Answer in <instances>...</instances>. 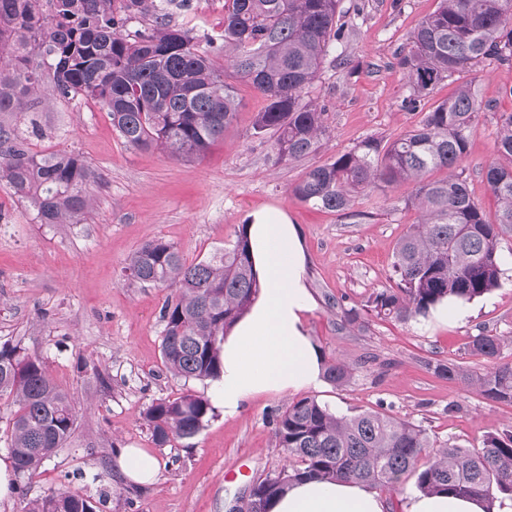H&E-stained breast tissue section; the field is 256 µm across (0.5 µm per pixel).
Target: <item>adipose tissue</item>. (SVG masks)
Listing matches in <instances>:
<instances>
[{
  "instance_id": "1",
  "label": "adipose tissue",
  "mask_w": 512,
  "mask_h": 512,
  "mask_svg": "<svg viewBox=\"0 0 512 512\" xmlns=\"http://www.w3.org/2000/svg\"><path fill=\"white\" fill-rule=\"evenodd\" d=\"M248 236L261 292L250 312L225 336L223 372L213 394L225 415H236L250 397L263 392H296L317 387L320 353L305 325L312 298L298 229L282 210L251 214ZM116 468L130 481L153 482L162 462L141 448L120 449ZM371 487L356 482L315 480L293 484L270 512H385ZM405 512H485L482 502L453 495L411 496Z\"/></svg>"
}]
</instances>
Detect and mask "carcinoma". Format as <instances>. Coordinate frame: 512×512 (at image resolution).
Masks as SVG:
<instances>
[{
  "instance_id": "obj_1",
  "label": "carcinoma",
  "mask_w": 512,
  "mask_h": 512,
  "mask_svg": "<svg viewBox=\"0 0 512 512\" xmlns=\"http://www.w3.org/2000/svg\"><path fill=\"white\" fill-rule=\"evenodd\" d=\"M172 0H0V112L21 109L45 82L64 98L80 95L106 107L112 127L134 149H156L181 159L204 155L235 121L234 87L189 31L170 25ZM340 0H224V63L266 101L254 134L273 135L282 161L315 153L330 130L324 109L309 98L332 42L342 39ZM152 14L155 25L132 34L126 24ZM487 60L512 65V0H440L410 35L398 57L415 109L444 81L454 92L423 113L418 125L386 142L361 140L333 160L308 169L293 186L302 202L324 211L350 209L360 194L394 185L413 187L418 220L398 238L392 268L396 287L369 300L379 315L407 320L448 301L470 303L501 286L499 247L512 233V113L500 116L494 139L498 161L484 180L498 201L489 214L471 195L461 164L484 104L478 73ZM440 172L442 176L433 177ZM0 180L27 202L39 224H82L93 205L94 174L77 155L28 152L15 130L0 125ZM124 275L138 283L173 288L161 310L165 368L186 381L221 375V343L260 291L247 225L220 252L195 264L179 248L155 239L127 260ZM512 336L481 333L472 354L495 359ZM434 373L460 380L484 398L512 404V363L483 372L438 363ZM342 362L323 376L340 387L351 378ZM12 398L10 454L16 471L33 476L71 437L75 411L44 362L15 347L0 348V397ZM207 399L186 391L149 405L143 420L154 443L191 439L213 416ZM275 436L288 466L256 482L252 491L270 503L292 484L355 480L396 490L410 476L426 494L477 498L491 512L496 494L512 499V431L490 433L467 449L430 438L407 419L367 409L340 416L305 397L277 415ZM26 512H96L71 491L53 492Z\"/></svg>"
}]
</instances>
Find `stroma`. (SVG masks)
<instances>
[{
  "label": "stroma",
  "instance_id": "stroma-1",
  "mask_svg": "<svg viewBox=\"0 0 512 512\" xmlns=\"http://www.w3.org/2000/svg\"><path fill=\"white\" fill-rule=\"evenodd\" d=\"M437 6L438 0H340L343 39L330 46L309 89L331 136L317 153L293 163L279 160L269 139L253 136L265 101L236 78V122L189 161L128 147L106 108L79 96L47 89L23 111L0 114V123L16 128L31 152L77 154L98 175L83 224L37 223L0 181V346L42 358L76 415L68 441L35 475L17 477L0 512H24L29 501L61 489L102 499L100 512H235L252 484L285 467L273 419L303 395L341 416L381 407L422 425L433 439L451 438L469 449L481 447L487 434L512 429V405L485 399L430 368L452 360L485 371L494 362H512L510 348L495 361L468 350L481 333L512 336V234L500 243L501 286L465 304L463 318L400 321L366 303L394 284L395 243L418 218L411 186L358 196L343 213L312 208L292 192L305 171L360 140L385 141L417 124L420 114L405 104L410 89L397 58ZM173 21L199 37L220 33L224 0H190L189 8L174 10ZM479 90L487 107L463 166L473 196L492 212L497 202L483 171L495 158L499 117L512 113V66L484 62ZM36 126L41 135L33 134ZM264 207L284 211L299 231L314 299L305 323L322 360H342L354 374L342 388L325 381L303 395H255L232 417L215 409L194 438L156 448L142 420L152 401L188 390L207 397L213 384L187 382L164 368L160 312L171 291L129 281L122 269L143 243L158 238L176 244L187 261L208 259ZM351 308L361 313L355 326L344 320ZM119 448L157 451L165 468L153 484L128 482L112 462Z\"/></svg>",
  "mask_w": 512,
  "mask_h": 512
}]
</instances>
